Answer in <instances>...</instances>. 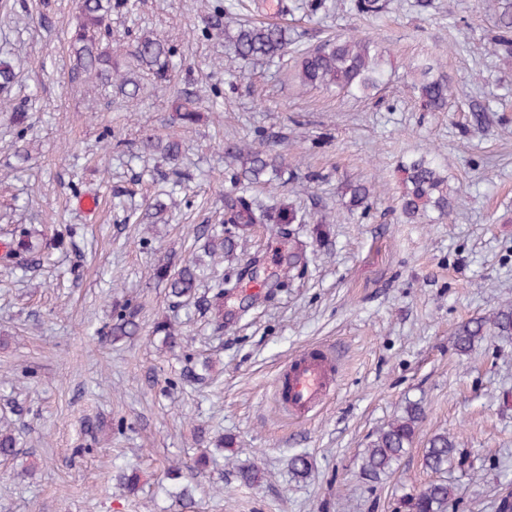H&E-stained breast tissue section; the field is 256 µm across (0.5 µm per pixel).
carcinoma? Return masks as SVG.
Segmentation results:
<instances>
[{"label":"carcinoma","mask_w":512,"mask_h":512,"mask_svg":"<svg viewBox=\"0 0 512 512\" xmlns=\"http://www.w3.org/2000/svg\"><path fill=\"white\" fill-rule=\"evenodd\" d=\"M388 0H349L348 9L357 16H377L388 9ZM131 12L134 0H80V18L70 37L74 65L72 78L87 83L92 90L99 84L114 83L120 93L138 98L141 91L139 80L112 72V46L105 41L109 30L106 18L114 9ZM496 34L491 38L490 49L505 64H512V0H500L496 19ZM208 29L219 35H232L239 59L244 62H272L288 52L292 40L288 30L273 24L242 20L238 17L235 0H224V6L214 7L208 16ZM173 50L167 43L143 36L134 46L133 55L140 66L152 70L160 82L169 81ZM382 54L375 43L356 33L340 34L324 40L297 59L295 78L305 88H322L353 94L368 95L382 77ZM431 67L422 69L421 81L414 85L426 110L441 112L453 97L450 81L445 76H430ZM179 119L184 124L196 121L195 100L187 97L178 106ZM270 138L259 142L227 139L224 156L235 165L230 186L224 190V234L213 228L199 227L197 238L205 240L212 258L233 260L235 264L225 271L217 270V262L203 267L195 259H186L175 271L167 266L157 268V278L166 282L168 296L175 304L192 302L199 315L214 326V331L224 329V293L242 281L244 271L258 256L246 259L237 254L239 242L247 241L255 224H305L306 215L292 205L260 203L254 200L251 188L268 185L281 187V174L286 168L285 158L266 147ZM155 148L170 163L179 161L181 144L176 140L157 143ZM406 177L399 197V208L410 222H416L430 211L442 217H450L453 205L448 194V177L445 169L431 158L421 156L404 166ZM33 231L26 224H13L3 232L0 241L3 253L0 257L12 269L23 271L33 264L34 245L29 243ZM139 331L135 308L125 303L110 310V319L97 330L105 339L135 336ZM153 333L161 343L175 345L178 333L172 324L156 323ZM488 336L512 338V303L499 306L493 312L470 319L458 326L453 346L457 353L466 355ZM424 411L420 403L410 402L404 414L377 432L376 437L360 458L362 476L379 483L389 477L398 462L406 455L417 437ZM17 440L7 430H0V458L17 454ZM465 463L462 449L455 437L446 432L432 434L426 441L423 464L426 470L438 475L414 493L403 495L397 502L396 512H449L455 500V487L448 484L446 473L453 465ZM174 481L170 497L178 512H192L195 508L197 486L182 482L183 470L175 467L169 472Z\"/></svg>","instance_id":"obj_1"}]
</instances>
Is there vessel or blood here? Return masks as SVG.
Instances as JSON below:
<instances>
[{
	"mask_svg": "<svg viewBox=\"0 0 512 512\" xmlns=\"http://www.w3.org/2000/svg\"><path fill=\"white\" fill-rule=\"evenodd\" d=\"M336 385V362L330 349L311 347L292 356L277 376L283 406L303 416L312 411Z\"/></svg>",
	"mask_w": 512,
	"mask_h": 512,
	"instance_id": "1",
	"label": "vessel or blood"
}]
</instances>
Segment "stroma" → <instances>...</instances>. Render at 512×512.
<instances>
[{"instance_id":"35a3bbf8","label":"stroma","mask_w":512,"mask_h":512,"mask_svg":"<svg viewBox=\"0 0 512 512\" xmlns=\"http://www.w3.org/2000/svg\"><path fill=\"white\" fill-rule=\"evenodd\" d=\"M223 0H139L108 19L112 66L144 35L174 49L169 83L139 74L131 100L116 87L83 94L71 83L69 38L78 0H0V58L19 82L0 94V229H34L40 263L22 273L0 265V429L17 437V460H0V512H174L163 489L173 465H190L220 438L233 439L208 467L196 512H394L403 494L426 485L428 437L455 436L465 463L450 468L454 512H494L512 491V339L490 338L470 355L453 346L456 328L512 298V67L486 52L496 0H390L382 17L278 13L266 0H239L242 14L286 27L296 49L283 59L241 61L232 41L206 28ZM358 32L383 56L370 96L305 89L293 77L297 49ZM450 77L444 112H427L413 83L419 66ZM198 99L195 123L175 121L181 91ZM490 107L476 123L473 101ZM26 106V126L15 122ZM114 144L104 151L101 137ZM275 134L288 167L284 199L311 216L329 212L328 243L304 232L306 270L267 291L246 281L224 299L216 336L193 305L173 306L158 265L194 250L192 228L219 227L232 168L224 140ZM179 140L192 179L171 191L169 162L146 141ZM29 158L14 165V145ZM421 156L447 167L452 220L406 223L398 198L403 167ZM373 192L349 209L346 184ZM123 189L115 198V189ZM163 201L167 220L142 223ZM250 238L261 269L283 274L289 243L277 226ZM138 308V335L94 336L109 305ZM179 330L174 349L152 330ZM336 354L334 392L302 418L288 415L276 386L299 350ZM195 378H187V371ZM420 402V433L394 474L371 483L359 459L375 434ZM98 426L85 435V421ZM307 455L304 478L289 470ZM140 470L135 490L113 466ZM257 466L262 480L240 483Z\"/></svg>"}]
</instances>
